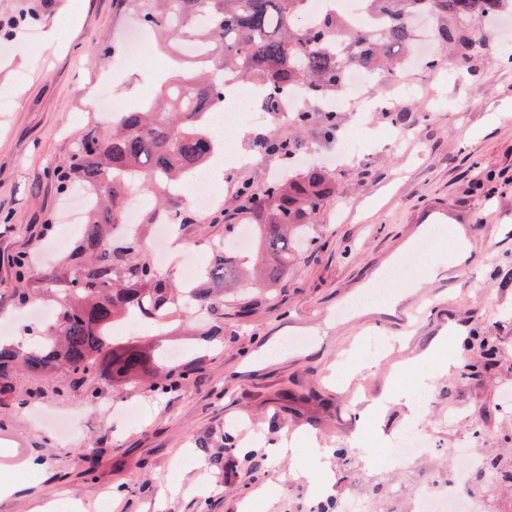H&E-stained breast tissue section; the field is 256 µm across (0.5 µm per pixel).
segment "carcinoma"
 I'll use <instances>...</instances> for the list:
<instances>
[{"instance_id":"cac0c4a2","label":"carcinoma","mask_w":512,"mask_h":512,"mask_svg":"<svg viewBox=\"0 0 512 512\" xmlns=\"http://www.w3.org/2000/svg\"><path fill=\"white\" fill-rule=\"evenodd\" d=\"M512 0H364L367 12L385 26L353 28L340 13L307 21L309 0H122L139 24L168 41H191L206 50L202 67L164 85L145 106L112 117V130L85 129L56 173L60 190L93 191L94 206L75 247L58 265L33 273L27 258L15 260L21 284L16 305L51 297L57 302L54 322L33 327L29 335L44 337L33 348L28 340L0 342V402L13 394L21 374L40 385L57 374L53 392L65 396L88 378L85 389L94 404L107 387L150 378L149 390L165 392L194 373L190 359L171 365L168 359L136 341L110 334L114 325L137 314L158 336H176L194 322L196 309L211 312L210 342L224 337V304L220 291L243 265L264 271L271 287L296 261L293 238L335 190L333 176L302 160L284 180L261 189L243 184L236 194L237 213L251 226L249 255L238 256L215 244L204 275L205 285H175L167 271L151 262L142 238L121 236L127 203L149 199L143 224L169 215L189 226L190 208L182 186L195 170L206 167L219 149L207 124L209 111L224 100L227 81L247 79L259 87L265 110L275 112L281 91L295 83L317 98L343 87L346 68L392 71L403 66L413 40V15L434 21L440 51L427 62L431 70L448 65L447 51L462 64L486 56L488 43L480 28L485 18ZM264 150L283 158L299 151L296 143L268 139Z\"/></svg>"}]
</instances>
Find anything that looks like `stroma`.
Masks as SVG:
<instances>
[{
    "label": "stroma",
    "mask_w": 512,
    "mask_h": 512,
    "mask_svg": "<svg viewBox=\"0 0 512 512\" xmlns=\"http://www.w3.org/2000/svg\"><path fill=\"white\" fill-rule=\"evenodd\" d=\"M65 1L0 0V21L12 23L0 37V325L19 315L14 258L58 262L44 224L65 225L76 200L61 196L52 170L82 127L102 121L91 105L102 79L135 103L175 73L170 63L117 70L111 47L135 22L120 0H69L74 21L50 41ZM410 85L419 93L399 99L404 119L365 113L373 141L342 162L318 115L302 127L271 117L229 131L249 161L225 171L222 202L196 213L184 249L208 258L224 240L237 186L263 187L287 168L258 148L262 138L299 140L336 178L335 197L308 228L311 243L276 288L225 296L220 348L182 339L197 367L175 392L128 384L90 406L79 391L26 398L30 381L19 378L0 406V512H49L63 500L72 512H96L105 489L110 512H302L329 476L339 501L357 494L379 512H410L392 489L452 468L460 438L473 437L478 456L512 463V408L500 403L512 391V65L484 59L451 78L384 73L373 90ZM452 217L465 238L445 246L427 237ZM414 256L433 267L430 280L418 289L390 282L391 268ZM379 287L384 296L367 309L343 314ZM421 293L425 310L407 329ZM369 329L392 339L384 357H366ZM478 334L494 338L500 365L460 377L465 360L483 357ZM416 385L434 392L431 406L416 407ZM112 405L140 407L141 421L125 426ZM412 420L435 433L433 450L410 469L368 468L360 446L386 447ZM85 448L99 451L91 477ZM185 457L192 466L176 469Z\"/></svg>",
    "instance_id": "stroma-1"
}]
</instances>
